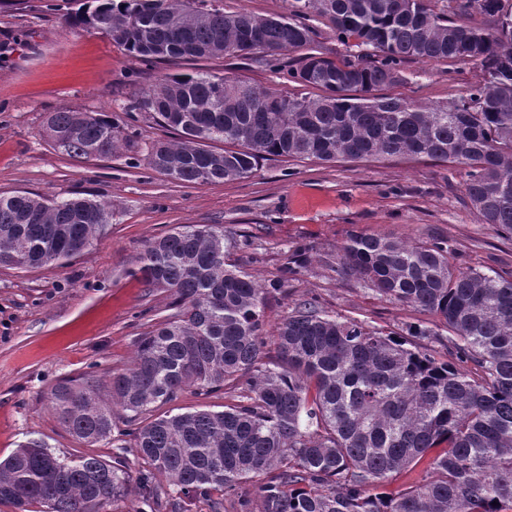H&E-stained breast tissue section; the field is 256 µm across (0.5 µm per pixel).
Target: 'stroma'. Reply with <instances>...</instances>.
Listing matches in <instances>:
<instances>
[{
	"label": "stroma",
	"instance_id": "1",
	"mask_svg": "<svg viewBox=\"0 0 512 512\" xmlns=\"http://www.w3.org/2000/svg\"><path fill=\"white\" fill-rule=\"evenodd\" d=\"M48 0H0V193L107 203L111 224L93 245L61 264L0 266V459L45 440L61 458L111 459L123 448L130 472L140 462L123 416L112 440L88 445L60 424L48 402L60 380L122 371L137 343L173 312V296L148 288L137 269L147 244L180 224H220L230 263L267 287L266 317L278 323L313 299L329 315L398 333L432 315L380 296L343 269L349 234L414 242L447 240L458 264L512 276V237L479 223L459 168L428 158L335 163L271 157L247 178L188 183L147 163L155 141L175 131L132 111L137 90L168 74L211 71L283 92L287 74L236 57L144 64L101 32L68 25ZM401 82L383 95L419 105L467 100L481 80L463 61L406 60ZM95 112L120 126L112 155L80 159L44 130L59 110ZM295 273H288V260Z\"/></svg>",
	"mask_w": 512,
	"mask_h": 512
}]
</instances>
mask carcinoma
I'll use <instances>...</instances> for the list:
<instances>
[{"instance_id": "1", "label": "carcinoma", "mask_w": 512, "mask_h": 512, "mask_svg": "<svg viewBox=\"0 0 512 512\" xmlns=\"http://www.w3.org/2000/svg\"><path fill=\"white\" fill-rule=\"evenodd\" d=\"M71 23L156 62L235 56L266 66L306 50L292 77L327 92L288 94L209 72L164 77L133 108L180 133L156 141L148 164L190 183L246 178L268 157L380 160L427 157L458 166L478 221L512 234V12L503 0H468L484 29L437 13L431 0H289L288 12H226L220 0H92ZM315 15L362 49L341 65L312 47ZM410 58L476 65L483 83L464 103L421 107L372 91L400 80ZM46 132L77 158L107 156L121 129L101 115L60 110ZM211 142L231 148L216 151ZM112 211L90 199L0 195V266L37 269L92 244ZM224 227L181 224L148 243L138 272L175 296L177 311L140 338L129 366L108 375L112 405L94 377L62 380L48 401L77 440H112L114 408L135 424L142 461L62 459L31 439L0 461V503L18 512H108L131 484L152 506L164 477L178 499L265 476L264 512H512V279L449 260L439 239L411 243L364 233L339 248L342 265L383 297L438 319L408 336L338 320L312 302L273 328L264 288L226 262ZM451 333L444 359L408 337ZM276 337L279 361H263ZM239 400L221 411L156 413L187 387ZM436 450L430 476L407 490L385 482ZM134 506L130 512H143Z\"/></svg>"}]
</instances>
